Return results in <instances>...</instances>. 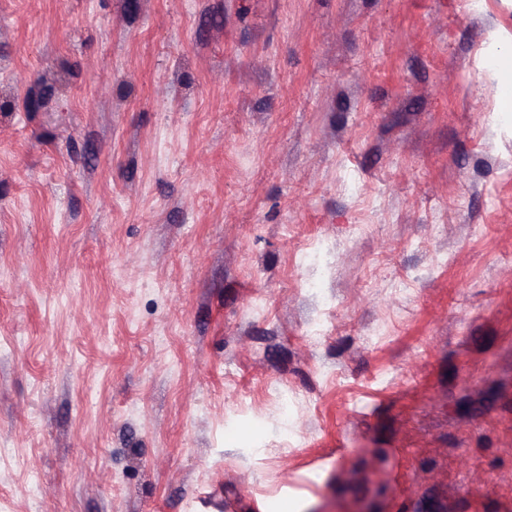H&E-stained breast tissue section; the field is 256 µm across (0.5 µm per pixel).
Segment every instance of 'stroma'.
Listing matches in <instances>:
<instances>
[{
  "mask_svg": "<svg viewBox=\"0 0 512 512\" xmlns=\"http://www.w3.org/2000/svg\"><path fill=\"white\" fill-rule=\"evenodd\" d=\"M512 0H0V512H512Z\"/></svg>",
  "mask_w": 512,
  "mask_h": 512,
  "instance_id": "1",
  "label": "stroma"
}]
</instances>
